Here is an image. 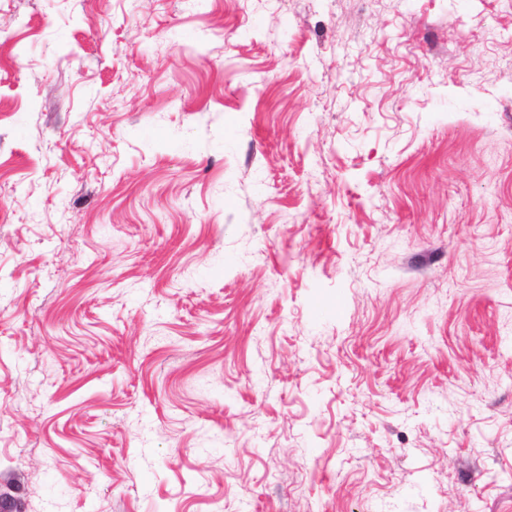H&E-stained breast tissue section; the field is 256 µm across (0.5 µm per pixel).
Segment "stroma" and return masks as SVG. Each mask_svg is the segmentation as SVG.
<instances>
[{
  "mask_svg": "<svg viewBox=\"0 0 512 512\" xmlns=\"http://www.w3.org/2000/svg\"><path fill=\"white\" fill-rule=\"evenodd\" d=\"M512 512V0H0V500Z\"/></svg>",
  "mask_w": 512,
  "mask_h": 512,
  "instance_id": "obj_1",
  "label": "stroma"
}]
</instances>
